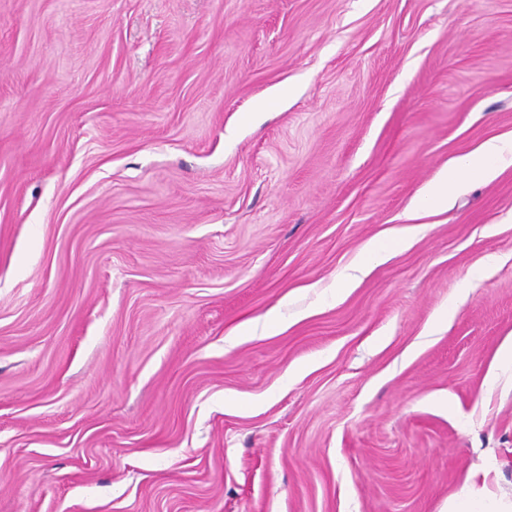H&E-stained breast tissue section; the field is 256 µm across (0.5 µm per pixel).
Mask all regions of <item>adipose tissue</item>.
<instances>
[{
    "label": "adipose tissue",
    "instance_id": "1",
    "mask_svg": "<svg viewBox=\"0 0 512 512\" xmlns=\"http://www.w3.org/2000/svg\"><path fill=\"white\" fill-rule=\"evenodd\" d=\"M511 163L512 134L490 138L462 159L449 163L404 212L403 227L391 237L368 241L363 249L364 256L382 258L407 245L422 230V218L447 208L449 201L466 181H492L503 166ZM471 476L480 479L482 492L476 494L467 489L462 490L449 501L448 512H512V503L504 501L490 490L489 471L477 469L472 471Z\"/></svg>",
    "mask_w": 512,
    "mask_h": 512
}]
</instances>
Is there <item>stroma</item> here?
I'll return each instance as SVG.
<instances>
[{"label": "stroma", "mask_w": 512, "mask_h": 512, "mask_svg": "<svg viewBox=\"0 0 512 512\" xmlns=\"http://www.w3.org/2000/svg\"><path fill=\"white\" fill-rule=\"evenodd\" d=\"M510 133L512 0H0V512L512 499V167L341 285ZM511 163L512 134L490 138L462 159L449 163L402 215L404 224L412 225L400 228L389 238L371 239L364 246V256L381 259L407 245L425 226L418 221L434 211L447 208L448 202L466 181L490 182L499 175L504 165ZM512 333L509 334L501 343L499 348V360L492 365L488 371L485 381L486 386L492 390L497 385L499 374L498 369L502 367H511L512 369Z\"/></svg>", "instance_id": "1"}]
</instances>
